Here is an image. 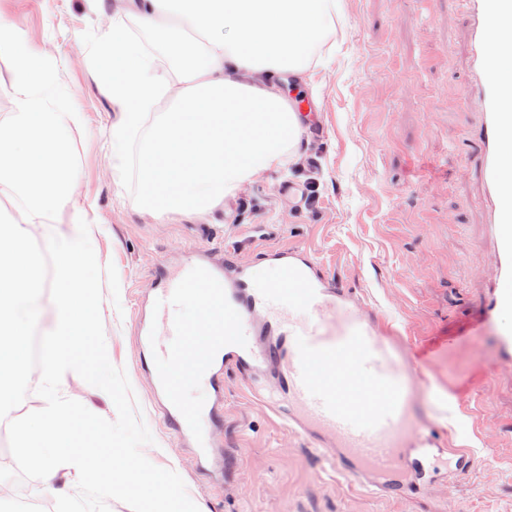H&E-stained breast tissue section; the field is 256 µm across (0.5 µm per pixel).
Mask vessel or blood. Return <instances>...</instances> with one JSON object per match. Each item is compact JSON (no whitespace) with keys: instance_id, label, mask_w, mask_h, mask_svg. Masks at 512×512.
Listing matches in <instances>:
<instances>
[{"instance_id":"b4317fda","label":"vessel or blood","mask_w":512,"mask_h":512,"mask_svg":"<svg viewBox=\"0 0 512 512\" xmlns=\"http://www.w3.org/2000/svg\"><path fill=\"white\" fill-rule=\"evenodd\" d=\"M471 24V81L481 103L476 128L481 181L491 203L489 244L498 275L485 299L501 363L512 364V178L503 165L512 156V82L494 61L504 48L499 27H512V0H462ZM281 265L286 284L262 283L251 267L233 258L187 256L175 274L159 272L151 306L163 312L183 297L198 295L207 330L169 322L156 332L141 320L148 358L164 363L155 386L173 431L208 447L206 428L217 407L183 408L177 379L212 377L232 369L245 378V393L277 419L321 447L337 470L366 479L384 498L412 489L406 469L429 476L447 446L420 429L411 398L428 382L423 369L403 359L376 319L353 309L344 289L330 285L314 258L298 248L263 252Z\"/></svg>"}]
</instances>
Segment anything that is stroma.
Listing matches in <instances>:
<instances>
[{
  "label": "stroma",
  "instance_id": "1",
  "mask_svg": "<svg viewBox=\"0 0 512 512\" xmlns=\"http://www.w3.org/2000/svg\"><path fill=\"white\" fill-rule=\"evenodd\" d=\"M115 0H0L34 52L53 60L85 125L75 133L78 199L95 219L100 266L115 265L120 298L103 291L111 363L125 369L137 415L154 442L142 449L175 471L206 512H512V366H498L484 320L496 269L481 251L487 220L478 151L470 137L481 104L469 80V24L456 0H338L334 46L284 92L312 112L298 155L242 185L207 218L142 211L135 168L118 174L105 139L115 105L93 47ZM318 199L305 204L307 182ZM292 192H283V185ZM306 250L362 311L387 316L431 377L414 396L427 428H447L472 472L398 501L346 479L320 450L274 423L224 377V417L211 440L232 453V480L201 469L156 411L154 371L141 366L138 299L183 256L226 250L244 264L259 248Z\"/></svg>",
  "mask_w": 512,
  "mask_h": 512
}]
</instances>
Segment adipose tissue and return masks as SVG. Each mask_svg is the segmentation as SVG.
<instances>
[{
	"instance_id": "adipose-tissue-1",
	"label": "adipose tissue",
	"mask_w": 512,
	"mask_h": 512,
	"mask_svg": "<svg viewBox=\"0 0 512 512\" xmlns=\"http://www.w3.org/2000/svg\"><path fill=\"white\" fill-rule=\"evenodd\" d=\"M336 0H126L95 57L119 109L116 169L137 161L155 217L223 209L278 167L304 128L279 84L309 70L336 32Z\"/></svg>"
}]
</instances>
